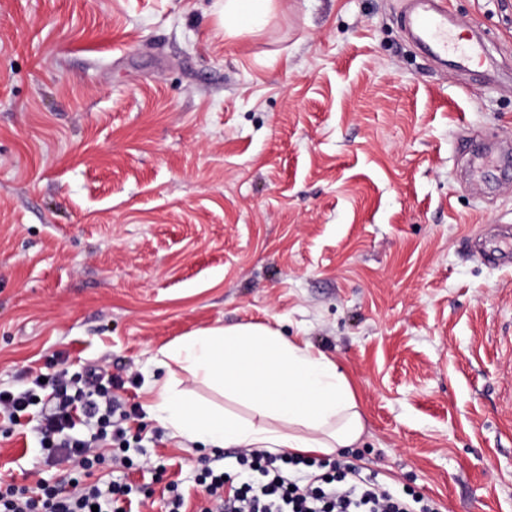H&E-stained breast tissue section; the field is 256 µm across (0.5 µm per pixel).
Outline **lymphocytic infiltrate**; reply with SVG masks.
<instances>
[{
  "label": "lymphocytic infiltrate",
  "mask_w": 512,
  "mask_h": 512,
  "mask_svg": "<svg viewBox=\"0 0 512 512\" xmlns=\"http://www.w3.org/2000/svg\"><path fill=\"white\" fill-rule=\"evenodd\" d=\"M105 377L96 366L78 375L63 370L47 381L35 377L33 388L9 390L0 398V415L15 423L33 405L37 388L50 387V406L36 432L48 463L71 466L63 487L41 480L32 488L0 486V512H129L132 486L91 479L105 462L100 443L130 445L126 423L132 414ZM80 420L91 428L90 436L74 435ZM238 464L239 471L228 480L220 466L203 465L204 496L197 512H441L434 499L381 489L339 458L317 460L247 448ZM230 481L235 487L228 494L224 487Z\"/></svg>",
  "instance_id": "f902f5d3"
}]
</instances>
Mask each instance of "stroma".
<instances>
[{
	"label": "stroma",
	"mask_w": 512,
	"mask_h": 512,
	"mask_svg": "<svg viewBox=\"0 0 512 512\" xmlns=\"http://www.w3.org/2000/svg\"><path fill=\"white\" fill-rule=\"evenodd\" d=\"M509 65L480 82L408 39L403 0H0V388L102 367L137 416L129 468L165 512L199 461L144 407L166 346L259 323L336 361L349 460L442 512H512V186L464 137L512 140V0H446ZM39 406L0 420V481L45 467ZM10 437H2L4 429ZM275 11L274 0H225L224 32L236 36L267 23Z\"/></svg>",
	"instance_id": "stroma-1"
}]
</instances>
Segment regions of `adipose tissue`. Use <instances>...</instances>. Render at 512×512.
I'll list each match as a JSON object with an SVG mask.
<instances>
[{"instance_id": "ef3b65f1", "label": "adipose tissue", "mask_w": 512, "mask_h": 512, "mask_svg": "<svg viewBox=\"0 0 512 512\" xmlns=\"http://www.w3.org/2000/svg\"><path fill=\"white\" fill-rule=\"evenodd\" d=\"M274 11V0H224V32L257 29ZM163 355L183 375L155 382L148 408L187 443L331 454L356 447L364 432L355 392L336 362L266 325L203 329ZM185 380L223 391L247 405L251 416L200 403L182 388Z\"/></svg>"}]
</instances>
